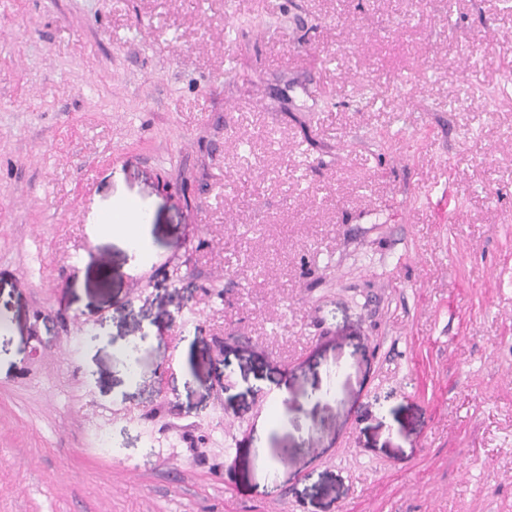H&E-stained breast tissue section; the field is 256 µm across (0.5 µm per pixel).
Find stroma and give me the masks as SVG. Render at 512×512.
I'll return each instance as SVG.
<instances>
[{
	"label": "stroma",
	"instance_id": "stroma-1",
	"mask_svg": "<svg viewBox=\"0 0 512 512\" xmlns=\"http://www.w3.org/2000/svg\"><path fill=\"white\" fill-rule=\"evenodd\" d=\"M509 67L505 0H0V512H512ZM141 210H144V207L138 201L125 200L112 206L99 223L94 225L101 233L126 242L137 257L146 262L149 257V247L143 235L145 220Z\"/></svg>",
	"mask_w": 512,
	"mask_h": 512
}]
</instances>
